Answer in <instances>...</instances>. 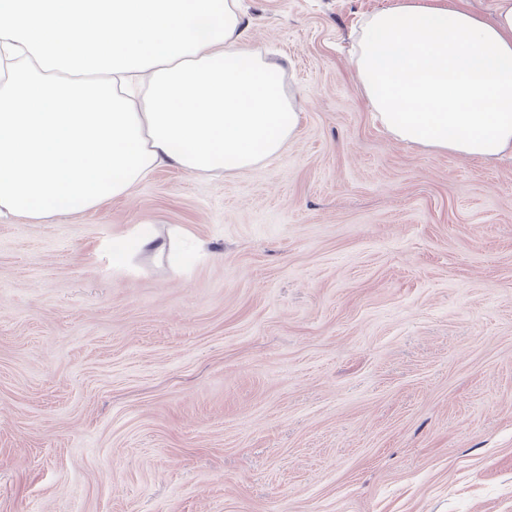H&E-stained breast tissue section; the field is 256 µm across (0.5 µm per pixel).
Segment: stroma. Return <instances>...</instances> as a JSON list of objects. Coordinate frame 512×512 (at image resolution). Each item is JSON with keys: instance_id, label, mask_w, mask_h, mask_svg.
<instances>
[{"instance_id": "stroma-1", "label": "stroma", "mask_w": 512, "mask_h": 512, "mask_svg": "<svg viewBox=\"0 0 512 512\" xmlns=\"http://www.w3.org/2000/svg\"><path fill=\"white\" fill-rule=\"evenodd\" d=\"M393 0H240L299 126L0 221V512H512V157L395 139L353 79ZM186 228L172 265L113 244Z\"/></svg>"}]
</instances>
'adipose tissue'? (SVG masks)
<instances>
[{
    "instance_id": "ef3b65f1",
    "label": "adipose tissue",
    "mask_w": 512,
    "mask_h": 512,
    "mask_svg": "<svg viewBox=\"0 0 512 512\" xmlns=\"http://www.w3.org/2000/svg\"><path fill=\"white\" fill-rule=\"evenodd\" d=\"M354 77L403 142L512 154V0L488 20L394 0L365 21ZM299 119L237 0H0V217L49 224L167 167L241 172Z\"/></svg>"
}]
</instances>
